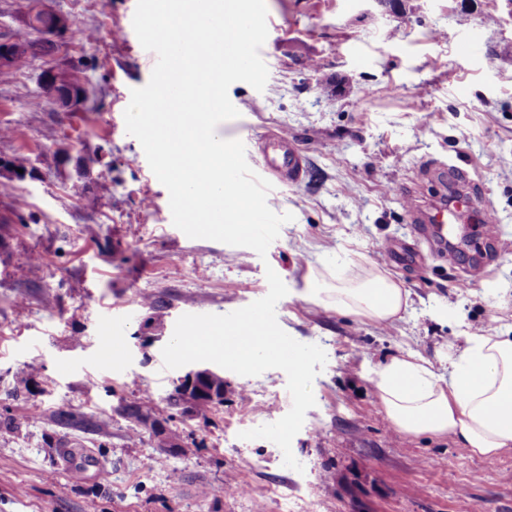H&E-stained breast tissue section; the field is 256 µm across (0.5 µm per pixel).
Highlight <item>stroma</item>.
<instances>
[{"label":"stroma","mask_w":512,"mask_h":512,"mask_svg":"<svg viewBox=\"0 0 512 512\" xmlns=\"http://www.w3.org/2000/svg\"><path fill=\"white\" fill-rule=\"evenodd\" d=\"M137 0H54L73 21L70 56L96 57V112H55L38 65L0 75V129L34 177L0 179V204L24 223L0 230V512H512V448L473 455L452 436L408 435L388 420L372 382L395 357L419 355L438 373L467 335L512 328V12L504 0H266L260 50L264 91L233 83L237 118L220 139L248 132L246 159L262 172L256 142L283 131L306 157L301 184L274 183L276 213H292L266 257L246 247L192 239L174 226L169 192L126 131L131 91L153 66L133 29ZM105 148L111 169L78 172ZM466 172L495 218L497 258L473 272L484 238L461 233L471 253L448 264L413 236L403 197L447 200L438 166ZM41 261L33 265L31 254ZM274 269L288 288L280 327L327 355L315 405L292 441L302 464L241 431L276 422L292 406L287 376L224 373V403L195 419L173 414L184 442L170 455L130 421L120 403L165 405L184 368L162 349L181 314H227L263 298ZM372 272L408 294L399 318L377 322L314 299L313 279ZM152 295L161 310L143 305ZM126 320L125 355L98 358L102 315ZM68 364L60 372V364ZM27 383H19V371ZM93 424L55 422L58 409ZM69 440L94 467L73 475ZM107 471L96 476L97 468Z\"/></svg>","instance_id":"stroma-1"}]
</instances>
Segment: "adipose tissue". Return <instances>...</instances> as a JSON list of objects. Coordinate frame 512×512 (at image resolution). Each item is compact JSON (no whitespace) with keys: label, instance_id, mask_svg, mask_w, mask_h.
<instances>
[{"label":"adipose tissue","instance_id":"obj_1","mask_svg":"<svg viewBox=\"0 0 512 512\" xmlns=\"http://www.w3.org/2000/svg\"><path fill=\"white\" fill-rule=\"evenodd\" d=\"M322 304L383 322L408 306L392 279L370 273L338 285L315 281ZM375 388L389 421L401 432L448 434L477 456L512 448V336L475 333L439 376L421 357L395 358L381 366Z\"/></svg>","mask_w":512,"mask_h":512}]
</instances>
